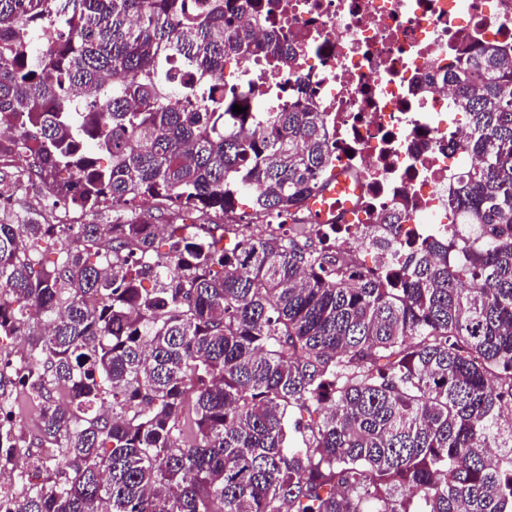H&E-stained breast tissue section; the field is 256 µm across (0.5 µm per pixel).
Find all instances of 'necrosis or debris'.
Segmentation results:
<instances>
[{"label":"necrosis or debris","instance_id":"1","mask_svg":"<svg viewBox=\"0 0 512 512\" xmlns=\"http://www.w3.org/2000/svg\"><path fill=\"white\" fill-rule=\"evenodd\" d=\"M239 25L261 43L287 29L288 50L275 62L226 61L225 100H307L325 115L333 171L350 182L328 252L348 282L384 268L402 242L447 235L448 187L477 162L464 148L467 127L451 116L448 65L512 42V0H280L261 26L247 14ZM396 209L399 231L382 230L381 214Z\"/></svg>","mask_w":512,"mask_h":512}]
</instances>
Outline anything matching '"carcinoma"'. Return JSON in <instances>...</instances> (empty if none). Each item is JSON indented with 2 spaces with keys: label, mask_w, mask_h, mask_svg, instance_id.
Wrapping results in <instances>:
<instances>
[{
  "label": "carcinoma",
  "mask_w": 512,
  "mask_h": 512,
  "mask_svg": "<svg viewBox=\"0 0 512 512\" xmlns=\"http://www.w3.org/2000/svg\"><path fill=\"white\" fill-rule=\"evenodd\" d=\"M277 7L0 0V158L21 160L0 164V212L34 179L47 191L0 219V474L17 481L0 512H512V44L448 73L480 157L448 214L472 234L350 284L293 239L229 254L222 224L147 219L157 200L224 215L254 189L280 218L323 185L324 113L226 103L219 83L262 50L238 15ZM37 440L57 454L32 482L16 454Z\"/></svg>",
  "instance_id": "cac0c4a2"
}]
</instances>
